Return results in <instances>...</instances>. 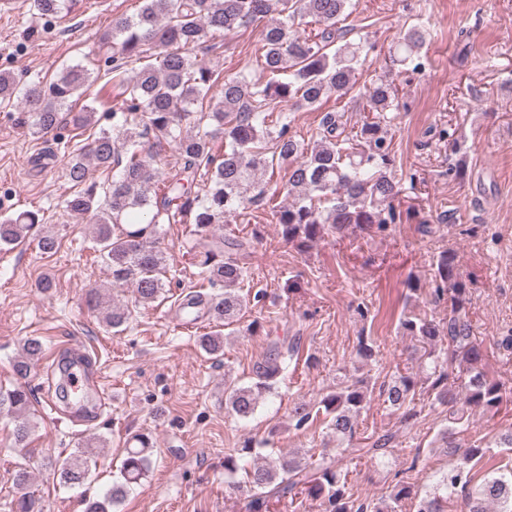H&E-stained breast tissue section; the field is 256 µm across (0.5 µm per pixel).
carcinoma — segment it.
<instances>
[{"label": "carcinoma", "instance_id": "cac0c4a2", "mask_svg": "<svg viewBox=\"0 0 512 512\" xmlns=\"http://www.w3.org/2000/svg\"><path fill=\"white\" fill-rule=\"evenodd\" d=\"M76 0H34L42 16L58 17L71 12ZM138 13L113 23L102 33L99 52L112 61L106 83L117 93L112 99V129L102 128L88 143L75 145L66 163V175L74 191L63 200L65 211L95 226V240L112 272V282L132 287L135 301L148 304L164 290L159 274L167 256L158 246L165 224H192L198 267L202 280L224 289L220 294L188 293L180 303L183 316L196 321L203 313L224 327L263 294H244L240 288L243 267L234 253L244 242L234 237H216L212 229L232 224L245 212L267 209L278 224L282 238L306 248L327 230L341 233L351 227L386 229L401 219L394 202L401 187L392 176L394 158L386 128L387 113L400 108L398 90L378 78L366 88L368 111L376 113L355 135H345L342 115L327 112L321 120L319 140L308 144L291 132L282 102L294 109H311L334 93L347 94L354 86L357 67L373 49L368 34L347 38L338 23L355 7L354 0H141ZM309 18L318 25L310 36L299 22ZM261 26V67L271 80L260 84L244 71L226 75L197 60L193 52L203 46L215 48L226 32L253 24ZM424 34L410 28L392 42L390 59L395 65L424 67L420 50ZM288 73L285 81L279 75ZM95 69L70 66L50 81L26 82L21 101L27 124L35 134L50 132L62 123V113H71L75 128L91 124L94 108L73 112V105L91 83ZM216 102L204 101L213 88ZM17 81L0 71V104L10 102ZM224 137V151H215L216 135ZM174 146L177 161L162 187H157L154 166L164 148ZM116 167L120 177L102 184L87 183L89 164ZM274 168L288 171L284 186L291 202L275 203L277 192L269 191L262 177ZM200 190H194L195 186ZM41 223L33 211L16 212L0 222V244L12 245ZM435 301L448 304V325L443 329L427 318L406 319L401 327L411 336L432 342L445 337L448 354L435 349L425 353L434 380L424 390L412 377L398 375L380 386L385 401L403 411L406 419L417 416L416 400L425 395L432 404L448 409V426L438 433L442 451L456 463L441 475L436 491L419 500L416 512H445V504L462 500L466 512H512V467H504L475 483L473 469L491 452V447L462 448L457 437L467 432L470 415L478 408L497 409L512 391L489 378L483 352L472 338L467 317L468 288L459 275L454 256L440 255L433 279ZM94 306L102 321L117 333L129 319L128 307L95 295ZM199 346L212 356L224 352L221 331L205 333ZM295 344L275 341L266 359L253 368L254 381L245 386L224 385L225 405L239 418L251 417L260 400L277 394L286 355L298 354ZM43 354L42 341L25 340L14 371L27 378ZM457 366L452 376L443 363ZM369 401L368 388L357 383L340 386L312 404L304 399L289 412L296 430L309 428L324 417L326 429L339 441H351L358 417ZM32 393L19 384L0 390V413L14 417V437L19 447L34 431L28 416ZM120 470L121 480L103 496L85 501V512H114L131 487L149 471L153 442L141 433L131 438ZM267 442L248 440L233 454L224 456V473L230 477L245 472L250 488L248 512H269L272 501L294 499L300 493L322 499L323 512H399L411 487L402 479L378 499L352 497L334 461H309L294 453L277 463H261L260 448ZM94 444L74 449L59 468L61 482L84 485L91 476ZM393 436L382 434L362 448L363 453L384 457L392 451ZM10 512H41L29 495L12 501Z\"/></svg>", "mask_w": 512, "mask_h": 512}]
</instances>
